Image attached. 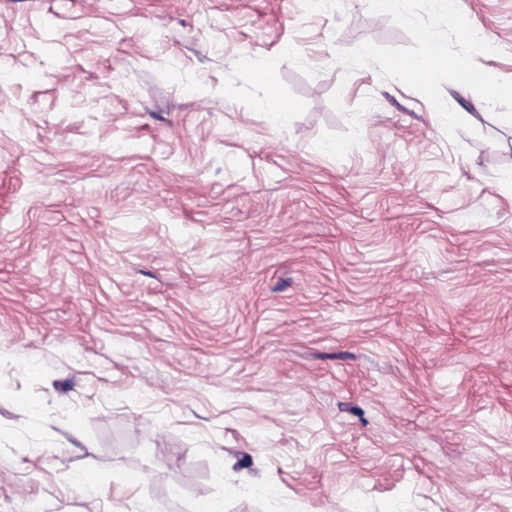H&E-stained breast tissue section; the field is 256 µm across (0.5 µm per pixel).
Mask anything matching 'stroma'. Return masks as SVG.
<instances>
[{
  "mask_svg": "<svg viewBox=\"0 0 512 512\" xmlns=\"http://www.w3.org/2000/svg\"><path fill=\"white\" fill-rule=\"evenodd\" d=\"M457 4L512 80V0ZM368 41L412 43L367 0H0V512H512V127L448 82L450 140L337 63ZM275 67L268 62L247 63L245 75L248 79L259 83L263 88L262 106L266 112L272 115L273 120L285 125L292 108L288 106L274 91ZM289 112V113H288Z\"/></svg>",
  "mask_w": 512,
  "mask_h": 512,
  "instance_id": "35a3bbf8",
  "label": "stroma"
}]
</instances>
